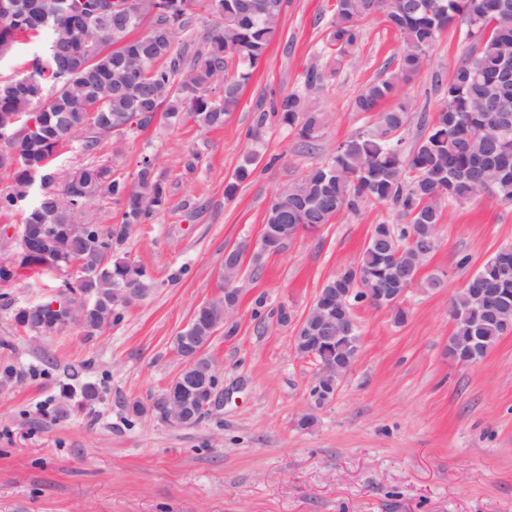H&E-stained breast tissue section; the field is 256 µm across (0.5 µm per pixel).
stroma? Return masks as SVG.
Returning <instances> with one entry per match:
<instances>
[{
	"instance_id": "stroma-1",
	"label": "stroma",
	"mask_w": 512,
	"mask_h": 512,
	"mask_svg": "<svg viewBox=\"0 0 512 512\" xmlns=\"http://www.w3.org/2000/svg\"><path fill=\"white\" fill-rule=\"evenodd\" d=\"M334 4L285 0L280 31L222 128L160 118L90 154L76 143L60 151V170L101 160L124 177L150 154L169 204L129 232V256L154 290L117 324L92 337L74 328L36 337L0 307V512H512V332L475 364L447 351L452 296L512 245V205L482 193L445 209L438 245L405 294L404 323L354 304L359 355L322 408L309 406L314 364L294 348L297 323L326 281L359 262L372 224L393 221L386 205L301 235L260 267L245 263L235 333L216 332L207 348L224 400L198 425L169 427L124 408L149 402L179 370L173 336L220 293L225 250L256 248L270 196L374 122L354 111V99L390 75L400 39L370 17L356 46L337 57L325 49ZM469 48L463 27H449L424 68L386 100L409 109L406 146L421 116L445 100ZM313 62L325 80L306 91L324 124L308 143L269 113L303 88ZM252 150L261 155L256 170L225 198ZM193 151L200 159L190 169ZM434 276L442 285L432 289ZM260 296L261 326L252 317ZM283 304L292 315L285 325L274 318ZM86 382L98 386L99 401L82 408L74 395L75 412L55 418L62 387ZM308 414L313 423L300 427Z\"/></svg>"
}]
</instances>
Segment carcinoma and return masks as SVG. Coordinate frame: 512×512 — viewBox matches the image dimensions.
Wrapping results in <instances>:
<instances>
[{
    "instance_id": "obj_1",
    "label": "carcinoma",
    "mask_w": 512,
    "mask_h": 512,
    "mask_svg": "<svg viewBox=\"0 0 512 512\" xmlns=\"http://www.w3.org/2000/svg\"><path fill=\"white\" fill-rule=\"evenodd\" d=\"M205 2L215 17L228 19L209 46L191 62L173 48V36L192 27L193 9ZM132 12L98 10V0H21L0 14V46L30 43L49 35L44 52L31 70L0 83V170L12 173V185L0 190V212L25 208L22 228L30 230L32 254L13 263L4 276L18 280L40 272L48 252L57 267L91 256L71 283L78 296L49 316L44 302L11 310L14 325L26 333L51 336L71 319L92 337L118 322L127 308L121 289L151 287L146 270L124 251L135 224H147L169 202L164 183L154 175V162L143 155L133 180L116 177L107 163H89L60 174L52 166L59 146L77 142L85 152L99 145L92 129L120 128V135L145 130L158 115L190 120L203 128H219L239 105L243 88L278 33L283 0H131ZM336 0L325 48L347 53L359 40V21L378 12L399 35L402 49L395 71L370 83L355 99L357 112H375V124L339 144L328 159L310 168L300 180L274 193L263 223L277 225L267 250L281 248L280 237L302 229L320 231L341 215L355 214L367 204L392 206L398 222L371 227L358 264L328 280L326 291L350 290L349 302L381 297L400 274L415 282L419 257L434 250L442 206L467 200L489 186L490 193L512 204V82L500 67L512 63V0ZM149 21L142 36L134 32ZM466 24L471 40L467 56L446 89L447 100L422 121L415 145L406 148L403 133L409 115L403 105L380 110L398 83L420 72L439 35L455 22ZM236 70H226L232 59ZM280 121L298 129L307 141L319 138L322 117L298 92L280 98L274 107ZM36 131L28 134L29 120ZM258 162L250 155L225 183L232 198ZM109 197L122 206V233L114 226L90 224L82 235L70 233L78 213L93 200ZM402 252V267L392 263ZM241 254L224 258V282L237 281ZM474 288H493L503 306L490 313ZM454 330L448 354L466 361L471 336L488 347L512 330V245L501 248L472 275L449 305ZM326 343L316 359L347 364L359 348L352 307L336 311L324 330Z\"/></svg>"
}]
</instances>
